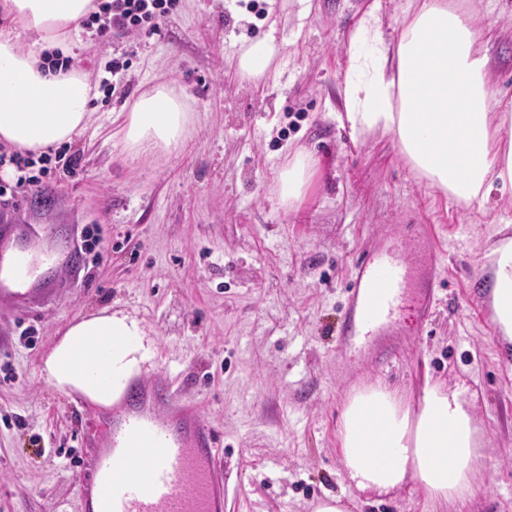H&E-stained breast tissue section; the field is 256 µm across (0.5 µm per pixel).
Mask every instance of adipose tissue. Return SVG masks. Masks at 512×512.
Returning <instances> with one entry per match:
<instances>
[{"mask_svg":"<svg viewBox=\"0 0 512 512\" xmlns=\"http://www.w3.org/2000/svg\"><path fill=\"white\" fill-rule=\"evenodd\" d=\"M93 0H0V142L20 150L72 141L90 118L92 88L79 70L55 71L46 54L70 55ZM409 23L390 49L374 15L349 35V67L372 46L375 64L344 88L346 117L358 137L394 133L412 169L465 206L483 205L495 186H512V103L495 94L486 52L472 15L444 0H408ZM274 38L241 42L227 62L240 80L258 85L275 73ZM129 150L182 147L191 122L183 94L166 82L143 91L118 113ZM313 174L308 155L295 154L276 175L282 205L301 200ZM483 270L493 321L512 343V237L486 256ZM140 328L127 317L100 315L71 325L48 355L49 384L108 406L125 391L146 358ZM104 351L107 385L87 375ZM468 389H425L418 408L383 389L357 392L343 411V466L359 490L386 493L415 482L434 512H461L484 464L483 433L468 410Z\"/></svg>","mask_w":512,"mask_h":512,"instance_id":"adipose-tissue-1","label":"adipose tissue"}]
</instances>
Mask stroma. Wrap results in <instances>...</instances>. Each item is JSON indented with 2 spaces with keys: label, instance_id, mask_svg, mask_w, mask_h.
Segmentation results:
<instances>
[{
  "label": "stroma",
  "instance_id": "1",
  "mask_svg": "<svg viewBox=\"0 0 512 512\" xmlns=\"http://www.w3.org/2000/svg\"><path fill=\"white\" fill-rule=\"evenodd\" d=\"M494 26L495 88L512 101V0H453ZM403 0H178L154 34L80 33L73 68L94 110L69 143L80 166L43 178L0 225L76 253L35 310L0 309V512H84L82 474L111 447L112 410L78 402L42 375L73 320H135L151 354L140 365L158 395L199 407L220 435L224 512H313L343 496L348 512H433L415 485L386 496L349 486L339 440L354 390L380 385L417 402L425 387L469 386L488 466L463 512H512V344L501 342L481 279L483 257L512 236V191L468 208L419 178L394 134L353 138L344 87L350 31L374 13L398 42ZM273 35L284 55L264 84L227 66L234 44ZM124 79L102 86L115 58ZM183 91L193 122L181 150H128L113 113L149 86ZM298 152L313 177L294 209L273 173ZM434 225L438 301L406 355L365 378L366 348L335 374L354 258L388 228ZM100 239V261L81 248Z\"/></svg>",
  "mask_w": 512,
  "mask_h": 512
}]
</instances>
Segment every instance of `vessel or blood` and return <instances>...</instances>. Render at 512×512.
Masks as SVG:
<instances>
[{
	"instance_id": "b4317fda",
	"label": "vessel or blood",
	"mask_w": 512,
	"mask_h": 512,
	"mask_svg": "<svg viewBox=\"0 0 512 512\" xmlns=\"http://www.w3.org/2000/svg\"><path fill=\"white\" fill-rule=\"evenodd\" d=\"M354 269L339 336L366 337L371 368L381 370L410 348L402 310L424 330L436 300L437 266L415 269L412 249L390 245L363 251ZM46 293L29 249L12 228L0 226V300L24 312ZM216 444L214 429L196 411L160 419L141 403L129 405L112 422L111 454L97 463L101 512H224Z\"/></svg>"
}]
</instances>
